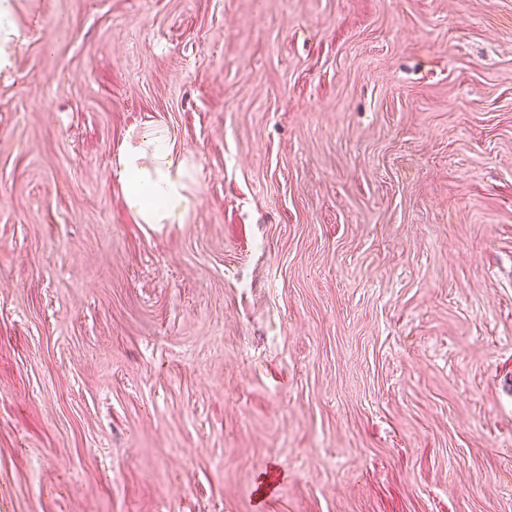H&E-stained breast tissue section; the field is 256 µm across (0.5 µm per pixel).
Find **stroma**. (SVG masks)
<instances>
[{
  "instance_id": "obj_1",
  "label": "stroma",
  "mask_w": 512,
  "mask_h": 512,
  "mask_svg": "<svg viewBox=\"0 0 512 512\" xmlns=\"http://www.w3.org/2000/svg\"><path fill=\"white\" fill-rule=\"evenodd\" d=\"M12 3L0 512H512V0ZM112 169L138 224H184L195 209V166L167 127L146 124L127 131Z\"/></svg>"
}]
</instances>
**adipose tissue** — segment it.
<instances>
[{
	"instance_id": "1",
	"label": "adipose tissue",
	"mask_w": 512,
	"mask_h": 512,
	"mask_svg": "<svg viewBox=\"0 0 512 512\" xmlns=\"http://www.w3.org/2000/svg\"><path fill=\"white\" fill-rule=\"evenodd\" d=\"M112 169L139 224H183L195 209V166L171 131L147 124L127 131Z\"/></svg>"
}]
</instances>
